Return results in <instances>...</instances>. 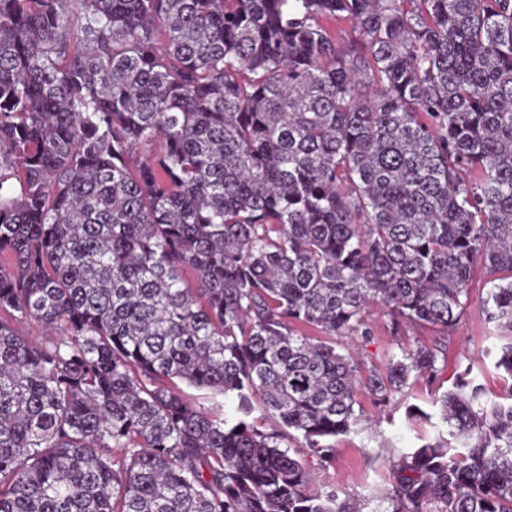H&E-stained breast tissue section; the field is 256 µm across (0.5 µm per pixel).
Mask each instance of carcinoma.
Masks as SVG:
<instances>
[{
    "label": "carcinoma",
    "mask_w": 512,
    "mask_h": 512,
    "mask_svg": "<svg viewBox=\"0 0 512 512\" xmlns=\"http://www.w3.org/2000/svg\"><path fill=\"white\" fill-rule=\"evenodd\" d=\"M480 264L510 384L407 406L380 512H512V0H0V512H363L306 458L440 350L336 337Z\"/></svg>",
    "instance_id": "cac0c4a2"
}]
</instances>
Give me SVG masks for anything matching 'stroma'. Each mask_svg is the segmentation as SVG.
Segmentation results:
<instances>
[{
  "mask_svg": "<svg viewBox=\"0 0 512 512\" xmlns=\"http://www.w3.org/2000/svg\"><path fill=\"white\" fill-rule=\"evenodd\" d=\"M489 288L485 269L476 268L469 283L466 311L453 334H445L434 326H410L401 336H393L388 316L375 306L365 313L370 336L337 339V347L352 349L363 374L371 368L385 369L405 346L438 345L443 347L445 357L438 362L436 378L415 381L401 399L381 404L369 394H360V423L355 432L337 438L331 464L322 467L314 460L309 463L316 487L336 489L341 497L362 501L374 510L380 496L393 488L392 456L417 444L421 433L420 428L408 423L407 405L430 409L433 399L450 389L457 374L468 367L487 391L503 390V380L491 358L485 355L486 348L493 343L483 315V301Z\"/></svg>",
  "mask_w": 512,
  "mask_h": 512,
  "instance_id": "35a3bbf8",
  "label": "stroma"
}]
</instances>
